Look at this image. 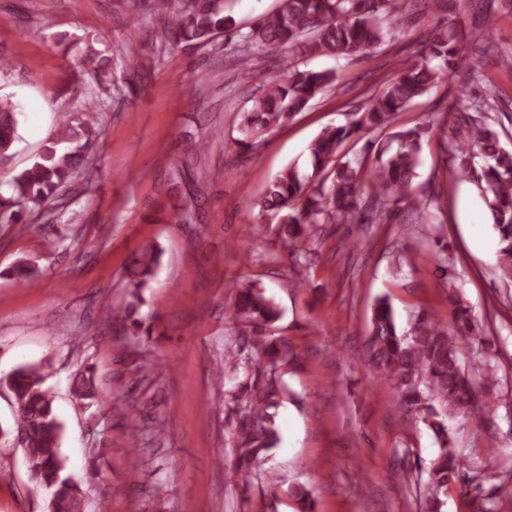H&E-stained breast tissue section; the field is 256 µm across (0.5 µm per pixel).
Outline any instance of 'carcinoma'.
Here are the masks:
<instances>
[{
  "label": "carcinoma",
  "instance_id": "1",
  "mask_svg": "<svg viewBox=\"0 0 512 512\" xmlns=\"http://www.w3.org/2000/svg\"><path fill=\"white\" fill-rule=\"evenodd\" d=\"M410 7L406 0H281L279 8L264 15L242 35V51L251 56L277 49L288 55L284 72L273 76L262 95L253 98L243 113L236 144L252 149L271 129L288 122L306 109L336 80L333 71L300 68V59L312 56H350L376 48L386 36L397 32L387 26L397 22ZM161 30L173 45L208 44L224 36L235 24L225 14L224 0H175V11L158 16ZM467 56L451 30L436 32L417 60L400 65L397 75L373 92L353 113L354 119L340 126L323 128L309 143V172L290 167L268 182L258 206L262 212L280 216L276 235L296 257H307L312 241L324 224H387L396 206L406 200L413 220L423 221L432 206L431 197H415L412 178L419 164L423 139L432 130L453 128L451 156L454 170L477 186L498 234L501 271L512 279V146L502 144L499 133L481 113L496 102L494 89L470 103L471 111L447 118H432L422 126L384 136L397 112L440 81L466 66ZM98 104L90 101L80 113L63 112L58 130L33 163L13 178L14 194L0 198V224H16L21 209L41 207L58 197L59 189L80 167L100 135ZM14 108L0 102V151L8 152L17 139ZM372 135L366 141L375 160L357 154L354 160L337 159L341 146L359 131ZM485 164L475 165V155ZM160 263V250L149 246L132 261V287L126 310L141 303V289L148 286ZM9 276L20 286L31 282L34 271L14 264ZM453 326L421 313L410 329H397L394 312L386 298L374 305L371 327L364 344V359L376 377L392 386L406 422L421 421L440 444L439 454L426 467L403 468L402 479L415 481L420 512H441L448 490L475 486L481 490L486 469L461 463L448 450L450 415H460L476 426L497 415L489 396L497 386V367L485 361L483 378L476 379L461 363L470 345L473 324L470 308L451 301ZM231 324L224 337V361L216 374L224 379V410L235 421L233 464L230 477L248 483L258 473L259 460L277 442L274 414L285 393L283 373L290 363V347L280 333L281 310L255 280L236 283L227 307ZM112 321L132 334H144L143 324L127 320L122 313ZM14 395L12 430L0 426V434H14L22 447L29 476L28 491L51 490L54 512H79L83 496L68 473L62 453L64 426L58 419L54 397L44 387V366H20L0 378ZM79 401H98L95 368L86 367L72 382ZM427 479H421V473ZM280 484L266 479L256 512H267L266 500L278 498ZM287 494L300 512H314L310 490L292 486Z\"/></svg>",
  "mask_w": 512,
  "mask_h": 512
}]
</instances>
